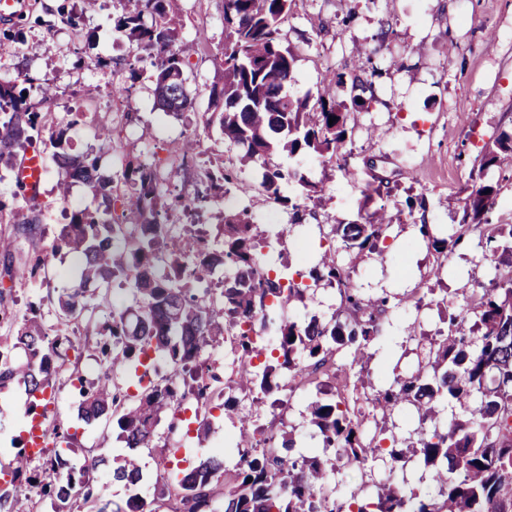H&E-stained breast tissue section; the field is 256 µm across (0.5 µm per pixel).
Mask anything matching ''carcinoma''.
<instances>
[{"label": "carcinoma", "instance_id": "1", "mask_svg": "<svg viewBox=\"0 0 512 512\" xmlns=\"http://www.w3.org/2000/svg\"><path fill=\"white\" fill-rule=\"evenodd\" d=\"M294 0H224V83L222 101H213L206 124L219 121L220 129L238 150L236 163L209 165L206 185L191 198L162 191L163 185L179 174L164 177L144 166L128 168L114 180L100 172L99 156L71 154L67 129L52 132V159L58 170L57 190L66 197L71 183L80 181L101 197L104 209H81L62 225L52 250H66L84 258L78 282L60 294L57 306L66 320H78L89 311L90 302L108 303V286L118 281L129 290L132 302L112 312L104 331L109 339L100 345L104 374L84 387L79 412L86 420L116 419L120 437L131 450L113 469V479L126 486L143 477L138 448H152L161 460L171 448L155 443L156 427L175 414L189 395L218 402L224 415L232 417L237 397L224 398V390L235 391L253 402L280 391L276 373L313 378L315 393L309 404V424L321 436L322 450L294 453L292 433L265 436L264 428L241 423L236 447L242 449L234 468L210 455L177 476H159L156 498L176 501L174 512H209L211 503L222 502L224 512H349L357 502L373 512H512V225L493 224L498 184L478 177L462 201V223L479 229L487 243L496 244L495 273L489 286L460 310L448 314L447 331L427 338L428 350L416 368L371 398L374 408L387 416L408 404L418 413L419 425L409 438L408 449L398 447L392 435L384 449L385 428L370 436L363 420L350 411L342 391L325 398L324 387H336V351L350 355L349 368H359L357 381L371 359L369 349L379 337V315L388 308L387 297L363 298L340 266L336 253L324 252L308 273L313 281L336 287L345 316L323 320L312 315L300 322L280 318L279 311L303 301L308 286L287 272L271 274L263 250L283 238V231L259 232L247 209L228 210L218 215L219 224H198L193 229L177 228L175 217L187 208L204 207L210 198L246 192L236 166L264 168L262 187L267 197L301 220L309 202L320 198L322 187L310 183L291 167L270 163L278 152L288 155L314 153L327 162L335 161L348 170L349 112L364 107L358 102L372 87L363 74L338 73L336 86L351 83L355 94L340 101L295 97L288 93L297 55L279 39L281 25L288 19ZM174 0H124L115 31L124 34L139 49L156 52L150 74L157 104L165 113L178 117L192 106L185 69L189 51L176 45L170 7ZM25 89L17 83H0V163L14 168L15 154L33 145L45 127ZM336 122L329 123V118ZM512 167V135L505 134L485 150L484 169ZM296 183L303 191L287 196L282 189ZM121 199L122 213L113 218V201ZM391 227L384 208L366 213L363 221L335 224L334 233L345 249L361 257L381 255ZM439 258L448 257L462 235L454 238L431 234L420 225ZM224 269L222 288L217 293H199L191 282L201 281ZM0 321L9 324L13 335L0 340V388L17 381L34 397L53 387L67 371L66 359L77 349L67 334L49 335L41 322V306H29L22 321L0 297ZM244 323L266 324L279 338L273 363L237 372L236 379L213 388L217 380L205 367L203 355L209 347L229 340L233 354L250 358L256 344L241 329ZM163 356L168 373L159 381L143 383L144 375L131 380L138 394L127 403L114 384V375ZM446 402L462 415L440 428L426 427L434 406ZM348 465L362 466L370 458L387 457L390 468L376 494L352 492L342 500L321 492L336 467L326 459L329 450ZM65 449L54 450L43 464L32 466L24 449L9 463L10 481L0 485V512H34L29 492L55 499L65 512H82L93 495L94 483L86 474L101 465L93 454L78 466L62 460ZM415 465L428 473L438 488V497L406 494L392 481L395 471ZM252 481H247V478ZM97 512H155L152 503L139 494L124 503L102 500Z\"/></svg>", "mask_w": 512, "mask_h": 512}]
</instances>
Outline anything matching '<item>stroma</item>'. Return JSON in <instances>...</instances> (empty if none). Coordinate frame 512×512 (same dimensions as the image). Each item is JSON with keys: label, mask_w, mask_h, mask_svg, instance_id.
<instances>
[{"label": "stroma", "mask_w": 512, "mask_h": 512, "mask_svg": "<svg viewBox=\"0 0 512 512\" xmlns=\"http://www.w3.org/2000/svg\"><path fill=\"white\" fill-rule=\"evenodd\" d=\"M121 12L120 0H27L15 20L0 22V81H19L27 72L48 79L56 97L44 102L34 94L30 100L46 113L47 130L68 126L73 151L94 144L98 127H111L112 147L100 158L109 175L129 165L153 164L167 171L174 161L173 146L184 137H196L195 158L173 181L178 192L193 194L204 180V160L225 151L219 126L204 124L210 95L224 81V0H179L174 22L179 43L191 48L186 76L196 92L192 111L179 119L166 115L155 102L149 53L136 50L114 31L113 21ZM72 14L80 19L82 37H75L66 23ZM282 39L297 55L289 92L313 100L348 98L349 89L336 87L332 78L360 66L358 51H370L379 74L372 79L373 101L352 112L348 121L350 168L340 170L313 153L273 155V163L297 169L324 189L299 225L262 191L263 171L256 165L238 174L247 194L213 198L198 218L212 224L219 212L245 207L262 228L287 229L284 242L266 249L265 260L271 267L286 263L296 271L316 264L325 250L339 249L332 227L360 219L367 183H389L391 196L373 202L392 218L383 254L339 256L362 294L400 300L382 322L369 363L370 380L377 385L412 371L417 363L415 337L433 335L465 296L481 294L492 274V251L480 246L478 231H469L441 266L420 227L458 228L474 167L501 133L512 134V0H295ZM98 57L118 60L119 65L111 71L97 69ZM113 82L128 88L118 109L107 100ZM57 179L55 165H48L38 199L50 209L42 225L40 245L45 251L71 211L102 205L80 183L71 186L67 199H60ZM409 194L420 205L408 214L398 206ZM48 267L49 277L15 281L5 298L20 317L29 303L41 304L49 333L77 336L79 367L97 379L102 372L100 330L110 311L97 309L92 319L76 323L62 319L55 300L73 284L76 261L69 254H51ZM423 282L434 286L437 304L419 311L414 296ZM28 401L21 385L0 389L2 463H9L21 446ZM78 404L70 384L57 382L49 408L56 423L77 437L79 450L71 454V462L81 463L83 450L90 449L115 466L126 452L115 421L85 423L77 416ZM258 409L273 412L270 404L258 408L248 398L238 403L233 419L216 412L204 443L186 440L179 457L195 462L203 452L216 450L226 462H234L238 451L229 438L237 434L240 420Z\"/></svg>", "instance_id": "stroma-1"}]
</instances>
